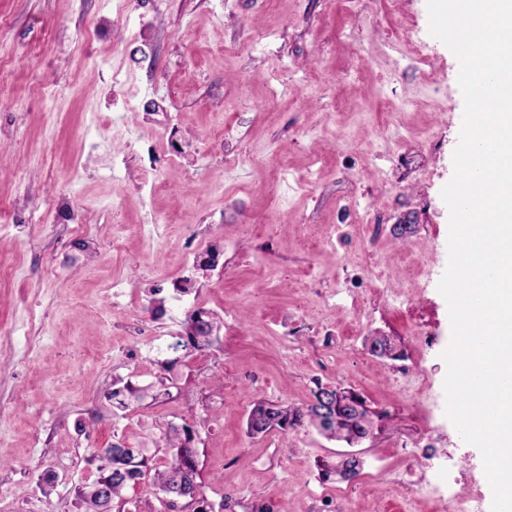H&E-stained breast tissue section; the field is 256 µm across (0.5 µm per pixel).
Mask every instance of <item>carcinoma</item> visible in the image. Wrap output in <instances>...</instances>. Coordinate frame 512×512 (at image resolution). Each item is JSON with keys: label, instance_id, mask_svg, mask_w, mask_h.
I'll list each match as a JSON object with an SVG mask.
<instances>
[{"label": "carcinoma", "instance_id": "carcinoma-1", "mask_svg": "<svg viewBox=\"0 0 512 512\" xmlns=\"http://www.w3.org/2000/svg\"><path fill=\"white\" fill-rule=\"evenodd\" d=\"M213 337L207 336L203 328L188 318L183 334L176 337L170 348L177 351L203 352L211 347ZM326 389L319 386L313 392V399L302 407L285 406L265 399L256 400L247 417V433L252 437L272 430H298L314 426L330 439L349 441L371 436L373 421L366 410H359L353 403L361 404L360 398L335 409L328 418H320L317 403ZM163 447L167 448L170 459L159 469L150 465L145 449L137 448L119 440L93 455L99 461L98 477L88 486L75 489L77 512H126L128 505L125 491L145 479L164 495L161 504L175 508L177 500H198L199 507L192 512H215L214 506L201 491L198 453L195 447V430L183 425L167 424L163 436Z\"/></svg>", "mask_w": 512, "mask_h": 512}]
</instances>
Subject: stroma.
Here are the masks:
<instances>
[{"label": "stroma", "instance_id": "stroma-1", "mask_svg": "<svg viewBox=\"0 0 512 512\" xmlns=\"http://www.w3.org/2000/svg\"><path fill=\"white\" fill-rule=\"evenodd\" d=\"M458 73L427 0H0V204L17 215L0 220V512H76L98 449L143 443L162 464L171 422L197 430L224 512L491 507L445 414ZM196 238L216 269L184 263ZM198 308L219 336L174 356ZM379 333L400 359L369 352ZM161 377L173 398L109 395ZM319 385L373 413L349 481L322 480L346 446L315 428L246 433L254 399L303 406Z\"/></svg>", "mask_w": 512, "mask_h": 512}]
</instances>
